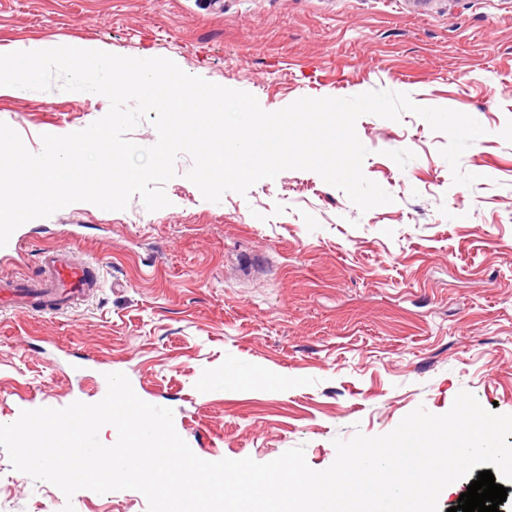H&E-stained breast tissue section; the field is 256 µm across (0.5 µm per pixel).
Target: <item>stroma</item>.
Listing matches in <instances>:
<instances>
[{
  "mask_svg": "<svg viewBox=\"0 0 512 512\" xmlns=\"http://www.w3.org/2000/svg\"><path fill=\"white\" fill-rule=\"evenodd\" d=\"M46 42L174 59L269 112L404 92L483 126L460 165L484 177L453 184L446 135L418 116L364 115L363 172L392 197L365 213L307 170L210 202L183 153L163 209L74 203L25 223L29 262L0 254V275L71 246L101 261L105 286L67 314L0 307V424L97 401L122 372L199 458L265 463L301 445L320 471L334 439L389 433L420 406L446 413L463 390L512 413V0H0V53ZM108 109L57 87L0 95V122L34 153ZM68 502L147 512L135 490L65 498L0 450V512Z\"/></svg>",
  "mask_w": 512,
  "mask_h": 512,
  "instance_id": "1",
  "label": "stroma"
}]
</instances>
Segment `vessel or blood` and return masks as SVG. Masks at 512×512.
<instances>
[{
  "mask_svg": "<svg viewBox=\"0 0 512 512\" xmlns=\"http://www.w3.org/2000/svg\"><path fill=\"white\" fill-rule=\"evenodd\" d=\"M103 285L101 265L67 250L47 249L35 276H1L0 303L20 313H54L75 307Z\"/></svg>",
  "mask_w": 512,
  "mask_h": 512,
  "instance_id": "b4317fda",
  "label": "vessel or blood"
}]
</instances>
